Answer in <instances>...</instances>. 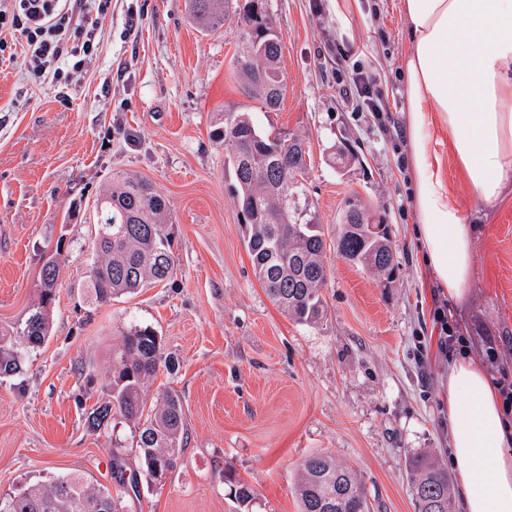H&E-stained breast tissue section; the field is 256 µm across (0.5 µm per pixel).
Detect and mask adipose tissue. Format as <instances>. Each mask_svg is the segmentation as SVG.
<instances>
[{
	"label": "adipose tissue",
	"mask_w": 512,
	"mask_h": 512,
	"mask_svg": "<svg viewBox=\"0 0 512 512\" xmlns=\"http://www.w3.org/2000/svg\"><path fill=\"white\" fill-rule=\"evenodd\" d=\"M410 50L402 74L409 104L414 206L425 264L449 302L463 303L474 242L432 147L448 141L479 204L512 193V0H401ZM450 465L463 512H512V423L485 368L448 370Z\"/></svg>",
	"instance_id": "obj_1"
}]
</instances>
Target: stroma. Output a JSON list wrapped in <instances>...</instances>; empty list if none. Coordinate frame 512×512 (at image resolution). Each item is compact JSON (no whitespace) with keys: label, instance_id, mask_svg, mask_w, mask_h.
<instances>
[{"label":"stroma","instance_id":"35a3bbf8","mask_svg":"<svg viewBox=\"0 0 512 512\" xmlns=\"http://www.w3.org/2000/svg\"><path fill=\"white\" fill-rule=\"evenodd\" d=\"M361 3L349 45L378 75L390 108L383 125L346 100L329 51L342 36L330 0H268L286 85L275 112L233 76L234 28L201 31L184 0H112L96 55L66 89L33 81L22 55L0 57V328L26 319L45 258L62 262L50 339L28 352L21 375L0 379V495L70 472L111 489L113 462L138 468L132 423L86 424L135 321L163 339L170 362L148 394H179L188 440L165 484L139 482L122 512H236L228 472L254 490L250 512H299V464L317 452L357 473L371 512H415L410 458L427 451L448 462L449 360L437 348L436 304L470 337V359L481 361L492 338L512 368V195L483 207L449 176L475 231L476 264L467 300L448 304L416 231L406 19L400 0ZM228 112L303 139L327 241L351 194L385 218L391 283L331 250L321 323L298 324L269 300L214 137ZM342 136L360 158L344 175L323 158ZM116 171L144 176L165 197L174 275L99 304L87 292L93 205Z\"/></svg>","mask_w":512,"mask_h":512}]
</instances>
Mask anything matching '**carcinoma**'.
<instances>
[{
    "mask_svg": "<svg viewBox=\"0 0 512 512\" xmlns=\"http://www.w3.org/2000/svg\"><path fill=\"white\" fill-rule=\"evenodd\" d=\"M186 11L203 31L227 23L237 32L234 76L242 91L274 112L284 98L280 60L268 0H185ZM224 141L234 170L236 193L247 232L254 274L269 299L295 322L312 325L325 317L327 243L316 207L306 189L309 164L303 143L294 137L263 132L247 112L224 113ZM327 163L345 173L358 157L341 141L326 148ZM95 260L89 291L99 303L157 286L174 273L171 232L165 198L148 180L124 172L112 174L111 188L94 204ZM336 251L368 269L382 283L395 271L389 225L375 219L363 199L345 205ZM61 263L41 270L39 302L25 321L0 328V377L21 373V346L36 348L51 332L49 307L55 299ZM164 359L161 337L151 328L134 327L112 350L108 398L87 416L100 429L117 413L134 424L139 469L151 480L157 468L175 470L185 448L181 398L165 392L148 402V384ZM115 490L90 484L78 474H61L48 485L0 496V512H120L126 482L123 465L113 464ZM230 496L245 508L253 490L226 475ZM409 482L416 512H451V479L432 454L411 458ZM300 512H369L364 487L349 469L327 453L306 457L297 486Z\"/></svg>",
    "mask_w": 512,
    "mask_h": 512,
    "instance_id": "carcinoma-1",
    "label": "carcinoma"
}]
</instances>
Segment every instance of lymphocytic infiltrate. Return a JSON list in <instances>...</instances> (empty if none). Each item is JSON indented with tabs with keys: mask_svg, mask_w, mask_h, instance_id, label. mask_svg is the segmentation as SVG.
I'll return each instance as SVG.
<instances>
[{
	"mask_svg": "<svg viewBox=\"0 0 512 512\" xmlns=\"http://www.w3.org/2000/svg\"><path fill=\"white\" fill-rule=\"evenodd\" d=\"M112 0H0V33L19 36L31 75L68 84L96 50V28L88 16L105 18ZM345 49L336 51V71L354 91L356 111L372 112L377 120L388 115L387 103L374 72L349 64Z\"/></svg>",
	"mask_w": 512,
	"mask_h": 512,
	"instance_id": "1",
	"label": "lymphocytic infiltrate"
}]
</instances>
